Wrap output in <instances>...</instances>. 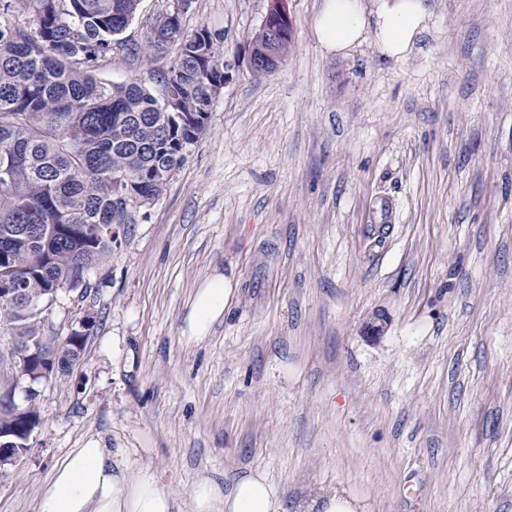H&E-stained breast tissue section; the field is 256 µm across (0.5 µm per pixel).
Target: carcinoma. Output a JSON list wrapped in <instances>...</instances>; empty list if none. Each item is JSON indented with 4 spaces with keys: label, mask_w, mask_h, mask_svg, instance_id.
Here are the masks:
<instances>
[{
    "label": "carcinoma",
    "mask_w": 512,
    "mask_h": 512,
    "mask_svg": "<svg viewBox=\"0 0 512 512\" xmlns=\"http://www.w3.org/2000/svg\"><path fill=\"white\" fill-rule=\"evenodd\" d=\"M140 0H0V288L46 298L90 288L85 271L112 252L120 230L166 190L206 133L224 62L209 33L186 34L178 13L124 37ZM179 45L160 94L134 78L105 81L112 59L161 57ZM37 344L40 317L0 301V325ZM0 424L24 418L0 404Z\"/></svg>",
    "instance_id": "obj_1"
}]
</instances>
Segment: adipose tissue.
<instances>
[{
  "label": "adipose tissue",
  "instance_id": "obj_1",
  "mask_svg": "<svg viewBox=\"0 0 512 512\" xmlns=\"http://www.w3.org/2000/svg\"><path fill=\"white\" fill-rule=\"evenodd\" d=\"M428 0H376L365 12L363 0H324L315 18L319 48L343 55L372 35L379 51L389 58H405L424 30ZM230 298L223 274L211 275L198 288L184 317L186 341L210 336L223 318ZM193 512H286L277 489L264 473L239 476L230 490L202 478L192 492ZM38 512H173V501L156 476L147 470H113L106 449L91 442L73 449L43 485Z\"/></svg>",
  "mask_w": 512,
  "mask_h": 512
}]
</instances>
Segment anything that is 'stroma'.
<instances>
[{
	"mask_svg": "<svg viewBox=\"0 0 512 512\" xmlns=\"http://www.w3.org/2000/svg\"><path fill=\"white\" fill-rule=\"evenodd\" d=\"M412 51L324 53L322 0H283L293 42L248 61L272 0H188L229 76L208 130L125 241L59 290L47 336L78 362L0 386L41 424L0 478L37 512L71 449L155 473L193 512L207 475L258 469L289 512L339 489L356 512H512V0H429ZM177 46L102 79L158 89ZM231 298L189 344L214 272ZM382 335L366 330L375 317ZM230 288H224V275L215 273L196 288L184 317L183 338L187 342L210 336L214 325L224 317L230 298Z\"/></svg>",
	"mask_w": 512,
	"mask_h": 512,
	"instance_id": "1",
	"label": "stroma"
}]
</instances>
